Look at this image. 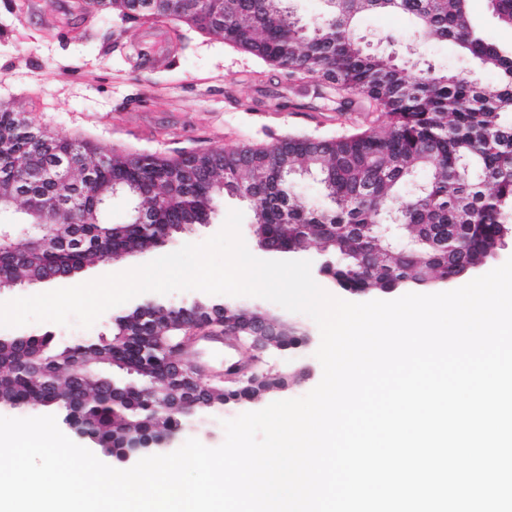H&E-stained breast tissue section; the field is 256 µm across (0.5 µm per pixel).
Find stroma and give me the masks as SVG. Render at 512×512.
Instances as JSON below:
<instances>
[{"mask_svg": "<svg viewBox=\"0 0 512 512\" xmlns=\"http://www.w3.org/2000/svg\"><path fill=\"white\" fill-rule=\"evenodd\" d=\"M78 0H0V103L22 111L34 123L53 127L63 137H83L98 151L129 149L146 153L230 149L266 143L288 134L331 138L368 125L376 115L368 99L353 96L348 110L315 98L310 84L293 83L256 58L223 40L197 34L168 67L151 71L128 57L132 39L127 27L105 14L80 12ZM408 19L399 13H369L358 34L373 52L410 60L417 66L467 69L452 43L429 42L416 47L406 39ZM248 212L246 201L225 197L210 224L171 238L163 249L127 255L121 263L98 264L78 277L88 282L134 268L187 243H200L218 233L229 211ZM112 314L104 312L88 328L77 322L59 325L31 322L0 327V336H53L58 346L82 338L110 336ZM186 367H202L205 375L223 372L226 361L246 362L248 349L234 344L197 341ZM310 367L312 376L275 389L260 399L225 405L198 414L195 428L179 434L215 448L225 440V421L270 403L299 398L321 380L322 367L313 350L272 354L265 371L278 375Z\"/></svg>", "mask_w": 512, "mask_h": 512, "instance_id": "stroma-1", "label": "stroma"}]
</instances>
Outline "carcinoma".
<instances>
[{"instance_id": "1", "label": "carcinoma", "mask_w": 512, "mask_h": 512, "mask_svg": "<svg viewBox=\"0 0 512 512\" xmlns=\"http://www.w3.org/2000/svg\"><path fill=\"white\" fill-rule=\"evenodd\" d=\"M291 0H200L189 12L152 10L136 0H91L130 25L174 21L187 31L212 34L242 53L271 66L288 80H309L319 94L368 98L385 115L366 128L334 138L288 135L266 144L213 148L207 162L194 165L184 154H141L127 150L98 153L84 138L61 139L8 105H0V194L3 208L38 196L45 202L71 196L57 222L36 231L48 243L0 254V278L19 282L50 274H78L104 260L116 261L141 248L169 224H207L220 196L238 180L251 185L252 223L276 241L300 252L310 246L335 262L331 279L354 293H392L435 288L454 281L493 255L512 234V48L487 40L471 24L470 0H325L322 16L304 21ZM497 18L512 26V0H488ZM400 12L409 17L410 44L451 41L477 71L491 72L484 85L469 71L411 70L408 61L370 52L357 35L365 13ZM82 162L105 159L99 186L86 191L81 167L67 183L36 182V162L46 152ZM429 170L423 183L414 181ZM317 173L331 207L317 210L294 190L296 174ZM154 228L146 233L136 218L121 226L93 220L112 202L114 191ZM404 224L412 238L430 240L427 226L460 225V251L434 245L415 252H385L374 225ZM241 310L222 302L202 303L199 319ZM178 309L160 303L114 319L111 337L176 333ZM40 353L38 367L12 342L0 343V404L13 408L47 406L57 396L74 395L70 417L88 422L101 444L123 435L155 436L177 428L182 416L161 403L181 396L158 379L155 396L129 403L120 393L82 386L76 368L112 360V344L85 339L58 348L49 335L29 340ZM251 392L198 393L196 400L219 410L230 401L252 400Z\"/></svg>"}]
</instances>
